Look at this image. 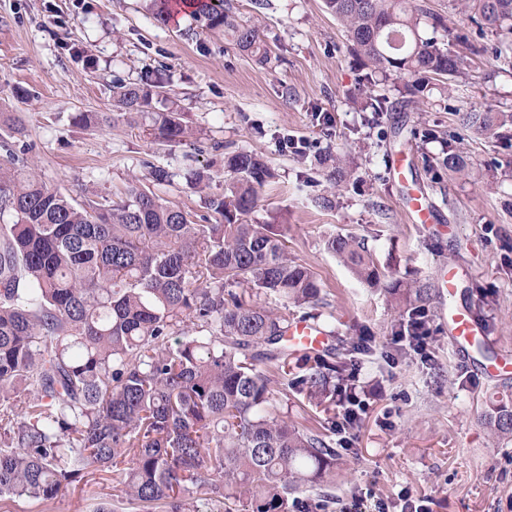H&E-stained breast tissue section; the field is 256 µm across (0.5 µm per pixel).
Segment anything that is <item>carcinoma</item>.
Listing matches in <instances>:
<instances>
[{
	"instance_id": "1",
	"label": "carcinoma",
	"mask_w": 512,
	"mask_h": 512,
	"mask_svg": "<svg viewBox=\"0 0 512 512\" xmlns=\"http://www.w3.org/2000/svg\"><path fill=\"white\" fill-rule=\"evenodd\" d=\"M193 13L224 29L260 61L268 49L255 26L237 22L230 0H193ZM353 52L374 72L467 78L473 56L490 52L512 68V55L488 35L512 33V0H465L475 37L456 50L445 20L414 0H324ZM159 77L112 86V115L147 114ZM149 135L179 143L188 135L178 112L149 116ZM468 128L487 133L512 124V113L469 112ZM224 193L204 192L209 175L185 179L203 192L218 224L159 201L139 185L114 201L77 203L35 177L0 167V210L15 222L0 228V495L55 499L91 465L112 466L121 496L145 507L182 512L204 492L236 512H322L297 494L332 478L336 449L324 431L301 430L279 415L270 378L283 394L306 391L323 407L353 391L343 364H323L288 347V319L260 305L274 296L295 306L323 304L314 271L291 262L278 225L251 218L274 171L258 154H224ZM150 165L146 179L173 183ZM357 280L371 288L383 273L352 236L326 240ZM248 287H242V283ZM395 306L423 311V291L400 280L386 285ZM264 347L266 351L252 352ZM301 363L292 372L288 360ZM488 423L512 438V398L492 400Z\"/></svg>"
}]
</instances>
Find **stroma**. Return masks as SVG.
<instances>
[{"label": "stroma", "instance_id": "35a3bbf8", "mask_svg": "<svg viewBox=\"0 0 512 512\" xmlns=\"http://www.w3.org/2000/svg\"><path fill=\"white\" fill-rule=\"evenodd\" d=\"M241 24L257 25L271 52L262 65L221 30L191 15L161 24L151 0H0V112L18 117L16 134L0 128V164L83 203L116 198L145 184L147 164L176 172L154 187L163 203L215 223L185 180L208 168V193L224 191L225 153L262 155L276 177L259 192L254 217L277 219L290 260L317 275L321 318L334 332L326 362H345L359 382L377 390L352 439L337 440L333 483L304 494L326 512H341L364 491L365 512L395 507L400 490L430 501L431 512H512V441L496 439L482 417L490 398L512 395V375L490 368L512 351V126L478 135L463 112H511L512 69L492 55L475 57L473 74L455 86L422 79L410 92L397 74L368 75L323 0H232ZM162 76L157 112L183 113L193 135L161 143L141 123L77 125L76 114H111L115 82ZM385 99L373 111L372 98ZM311 142L301 156L283 137ZM460 153L469 175L448 172L447 150ZM337 155L343 182L313 158ZM403 157V175L391 162ZM423 189L437 221L411 223L408 193ZM329 206H322V199ZM354 236L386 278L428 291L425 313L435 336L426 354L395 342L401 320L390 295L358 281L327 251L328 236ZM454 267V296L439 273ZM465 307L485 333L456 350L443 315ZM279 411L301 429L342 416L340 403L311 407L305 394L274 392ZM146 512L118 497L109 469L91 466L80 481L47 503L0 497V512Z\"/></svg>", "mask_w": 512, "mask_h": 512}]
</instances>
